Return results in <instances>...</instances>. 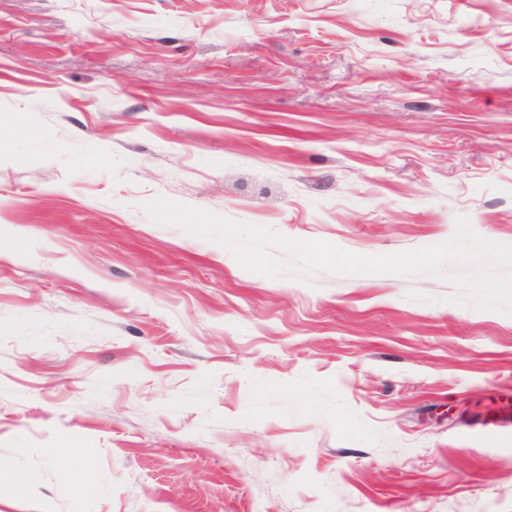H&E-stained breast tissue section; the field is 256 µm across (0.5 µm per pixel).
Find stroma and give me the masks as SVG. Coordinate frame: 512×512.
<instances>
[{"instance_id":"1","label":"stroma","mask_w":512,"mask_h":512,"mask_svg":"<svg viewBox=\"0 0 512 512\" xmlns=\"http://www.w3.org/2000/svg\"><path fill=\"white\" fill-rule=\"evenodd\" d=\"M0 141V512H512V314L143 209L512 244V0H0ZM488 404L480 413L479 426L486 434L493 435L505 425L512 424V394L491 387L487 391Z\"/></svg>"}]
</instances>
